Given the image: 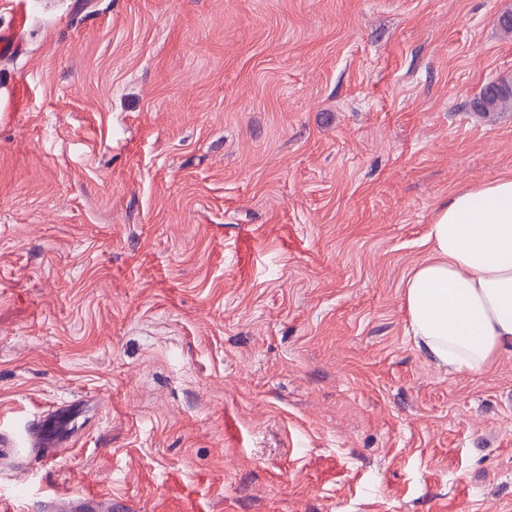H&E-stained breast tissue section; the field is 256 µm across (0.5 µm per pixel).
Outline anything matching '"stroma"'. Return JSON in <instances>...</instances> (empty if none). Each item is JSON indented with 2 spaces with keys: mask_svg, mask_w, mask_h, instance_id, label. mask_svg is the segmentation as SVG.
Listing matches in <instances>:
<instances>
[{
  "mask_svg": "<svg viewBox=\"0 0 512 512\" xmlns=\"http://www.w3.org/2000/svg\"><path fill=\"white\" fill-rule=\"evenodd\" d=\"M512 0H0V512H512V356L402 280L512 173ZM476 107L485 114L499 112L507 108L512 110V85L502 81L499 84L486 87L476 101ZM66 425V417L61 409L39 417L25 428L26 447L42 449L53 455L62 453L67 441L60 439L59 431Z\"/></svg>",
  "mask_w": 512,
  "mask_h": 512,
  "instance_id": "35a3bbf8",
  "label": "stroma"
}]
</instances>
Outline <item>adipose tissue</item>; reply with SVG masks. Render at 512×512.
<instances>
[{"instance_id": "1", "label": "adipose tissue", "mask_w": 512, "mask_h": 512, "mask_svg": "<svg viewBox=\"0 0 512 512\" xmlns=\"http://www.w3.org/2000/svg\"><path fill=\"white\" fill-rule=\"evenodd\" d=\"M402 282L407 331L439 367L480 375L512 355V174L455 190Z\"/></svg>"}]
</instances>
